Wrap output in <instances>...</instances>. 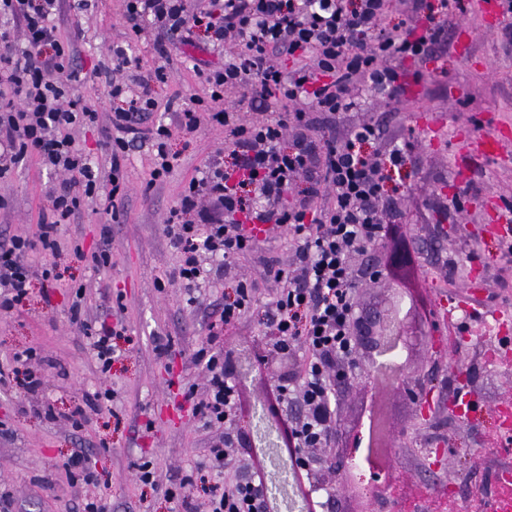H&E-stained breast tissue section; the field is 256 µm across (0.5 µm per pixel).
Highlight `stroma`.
Instances as JSON below:
<instances>
[{
  "instance_id": "1",
  "label": "stroma",
  "mask_w": 512,
  "mask_h": 512,
  "mask_svg": "<svg viewBox=\"0 0 512 512\" xmlns=\"http://www.w3.org/2000/svg\"><path fill=\"white\" fill-rule=\"evenodd\" d=\"M462 12L446 31L445 46L426 62L406 97L381 102L377 91L362 94L352 121L377 123L383 144L404 146L405 167L387 185L384 208L393 215L413 252L416 273L383 275L376 287L361 284L359 301L384 298L389 289L412 294L432 334L430 349H416L406 371L421 380L418 402L402 385L385 394L375 389L333 396L338 444L326 449L329 474L316 497L338 499L340 512H360L371 490L393 492L382 512H490L502 477H512V438L501 437L492 415L512 403V367L491 358L512 325L499 327L494 314L512 317V261L503 259L499 224L512 222V41L502 35L506 16L490 13L481 0H461ZM86 78L76 95L109 109L106 74L112 47L124 43L121 0H89L82 12H67L61 25ZM173 77L158 87L160 99L204 95L193 65L198 50L174 47ZM224 145L223 129L201 124L191 140L175 138L180 159L166 182L150 185L151 154L133 149L126 162L130 201L127 214L111 220L102 206L88 204L80 219L59 227L61 249L54 256L33 251V267L54 265L63 276L52 305L33 289L25 306L0 312V369L15 353L32 349L46 362V383L35 395L0 384V495L13 512H80L87 499L109 512H172L168 488L205 459L223 429L204 428L192 410L206 394V375L196 355L207 342L210 314L223 305L237 281L258 285L267 301L277 284L251 260L228 265L203 288H189L170 275L179 256L164 232V221L184 182L196 175L207 155ZM477 195H463L468 182ZM55 179L36 157H28L0 179V230L34 236L48 211ZM462 207L447 213L453 197ZM109 252V266L76 261L73 243ZM85 295L79 318L70 307L77 288ZM473 292L486 320L463 313L447 316L448 298ZM123 318L127 334L122 357L103 371L90 349L84 324H114ZM100 394L95 408L87 398ZM471 394L477 410L449 425L448 400ZM390 425L389 466L359 476L348 468L349 435L358 433L373 402ZM53 417H46L45 408ZM83 409L80 427L72 412ZM84 451L96 476L93 484L71 483L64 465ZM151 461L157 485L135 477V466Z\"/></svg>"
}]
</instances>
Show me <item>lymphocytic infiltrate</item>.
<instances>
[{
  "label": "lymphocytic infiltrate",
  "mask_w": 512,
  "mask_h": 512,
  "mask_svg": "<svg viewBox=\"0 0 512 512\" xmlns=\"http://www.w3.org/2000/svg\"><path fill=\"white\" fill-rule=\"evenodd\" d=\"M460 6V0H123L129 43L151 41L155 62L141 74L140 58L113 45L112 110L103 116L69 94L82 77L61 33L64 0H0V178L31 153L46 172L63 176L48 192L51 209L41 215L36 239L0 236V310L22 306L33 278L57 280L54 266L35 272L26 258L36 247L57 254L59 224L78 218L85 200L105 196L112 219L126 214L130 150L151 146L150 181L163 182L179 159L169 144L171 126L190 135L208 118L223 127L224 146L207 156L166 216L169 243L182 256L173 277L196 284L249 256L277 283L261 322L274 352L299 363L288 379L269 382L268 413L282 429L290 467H299L304 449L332 435L336 363L355 350L359 283L352 257L383 239L379 203L390 173L405 162L395 144L366 153L381 138L379 125L336 121L354 111L362 91L400 99L407 80L402 62L432 55ZM394 11L426 16L430 26L419 32L391 24ZM200 36L225 50L222 65L200 73L205 97L159 101L156 85L173 76L172 46ZM284 56L291 69L280 66ZM244 104L253 113L247 121L240 116ZM161 109L171 112L172 125L155 121ZM102 119L112 130L104 176L72 136ZM252 224L286 229L292 262L263 255ZM256 290L255 282L238 281L210 325L208 393L193 412L203 427L233 426L247 410L220 336L255 305ZM291 399L304 409L295 419L283 413ZM230 444L212 443L193 475L168 491L177 512H196L190 490L198 485L209 512H275L261 476L263 451H256L250 476L241 477L226 452ZM214 470L223 472V486L208 485Z\"/></svg>",
  "instance_id": "1"
}]
</instances>
